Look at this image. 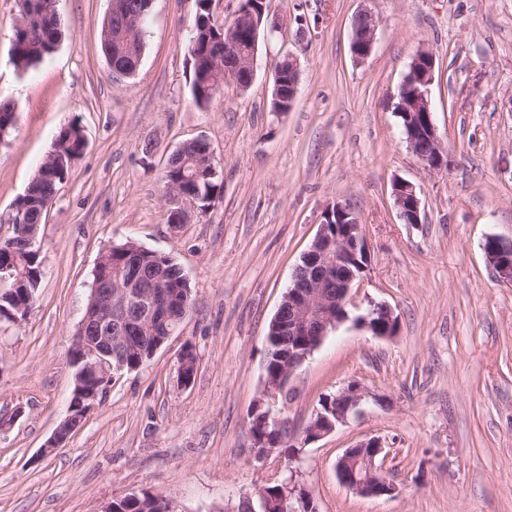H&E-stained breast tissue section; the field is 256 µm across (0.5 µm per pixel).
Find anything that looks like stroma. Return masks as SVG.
<instances>
[{
  "instance_id": "stroma-1",
  "label": "stroma",
  "mask_w": 512,
  "mask_h": 512,
  "mask_svg": "<svg viewBox=\"0 0 512 512\" xmlns=\"http://www.w3.org/2000/svg\"><path fill=\"white\" fill-rule=\"evenodd\" d=\"M276 28L255 78L225 82L204 107L191 94L195 0H152L137 73L114 82L101 52L111 0H58L55 52L17 68V0H0V101L18 117L0 143V237L59 131L79 125L83 154L39 235L38 300L0 321V512H103L149 491L177 512H237L243 497L297 473L318 512H512V284L483 245L512 243V0H266ZM377 21L365 61L351 54L359 12ZM306 24H298L297 16ZM435 58L430 98L447 169H426L394 112L418 49ZM299 63L298 94L271 109L274 67ZM205 138L223 171L215 205L170 229L162 175L184 142ZM412 183L422 221L403 223L392 182ZM347 203L371 263L329 332L290 381L295 461L254 459L249 414L264 394L266 338L328 204ZM133 240L188 276L194 305L142 367L117 373L103 403L63 447L44 445L65 417L68 351L101 250ZM389 306L397 335L353 319ZM192 346L189 387L178 358ZM358 414L308 443L321 401L351 382ZM379 437L392 497L345 487L336 460Z\"/></svg>"
}]
</instances>
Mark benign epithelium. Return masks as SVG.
Listing matches in <instances>:
<instances>
[{
    "instance_id": "obj_1",
    "label": "benign epithelium",
    "mask_w": 512,
    "mask_h": 512,
    "mask_svg": "<svg viewBox=\"0 0 512 512\" xmlns=\"http://www.w3.org/2000/svg\"><path fill=\"white\" fill-rule=\"evenodd\" d=\"M260 3L262 6L256 11L251 0H243L232 22L227 25L225 52L214 61L213 81L218 91L223 88L224 80L228 77L241 88L253 81L261 25L263 19L267 18L265 0H260ZM116 15L121 17V24L115 29L112 38L128 45L140 30L143 14L129 11L124 7L123 0H112L109 16ZM243 26L250 32L248 48L245 50L238 48V41L234 38L236 29ZM376 31V20L370 13L357 15L350 42L356 59L364 60L371 55ZM412 61L413 65L421 66L419 82L422 88L403 97L398 103V109L408 120L414 121V124L407 125L409 145H414L420 134L427 139V149L416 153V157L427 169L440 171L447 168L448 158L432 118L429 86L433 79L434 58L430 52L420 49ZM297 84V62L288 56L275 66L273 111H288L296 98ZM214 158L211 147L196 157L198 170L212 178L221 175L218 166L214 165ZM392 195L405 223H421V201L411 183L394 181ZM164 201L168 223L174 229L187 223L188 207L197 205V200L186 196L176 183L166 186ZM491 242L497 244V247L484 250L485 259L501 278L511 282L512 253L505 252V243L501 240L493 237ZM306 255L313 256V262L296 267L280 307H288L289 335L317 336L322 341L329 331L345 321L348 296L371 262L363 225L347 205L337 202L325 209L323 220ZM353 264L358 266L359 273L351 271ZM94 274L96 280L90 288L85 311L69 351L71 366L76 369L73 378V397L76 401L68 406L66 416L44 445L49 452L64 446L95 409L97 400L106 397L109 392L113 369L112 337L125 335L130 330L128 310L132 303L141 300L140 322L153 328L168 321L170 303L175 297V292L162 280L144 293L139 289L138 277L129 276L125 287L114 292L112 283L99 276V270H94ZM332 277L336 278V287L343 289L340 298L334 302L327 299L323 291L327 280ZM386 312L388 323L384 329L375 330L370 327V313L358 318L356 323L374 336H393L396 334L393 329L394 312L389 307ZM367 397L368 392L363 386L357 382L349 383L335 396L334 418L323 414L313 417L305 430V441L318 440L333 432L338 425L346 423L351 415L358 412V407ZM386 456L380 438L361 440L345 449L337 459V477L343 485L362 496H392L397 492V486L382 470ZM285 501L288 507L284 508V512H316L313 498L295 475L288 481Z\"/></svg>"
}]
</instances>
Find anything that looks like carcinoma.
Masks as SVG:
<instances>
[{
    "instance_id": "1",
    "label": "carcinoma",
    "mask_w": 512,
    "mask_h": 512,
    "mask_svg": "<svg viewBox=\"0 0 512 512\" xmlns=\"http://www.w3.org/2000/svg\"><path fill=\"white\" fill-rule=\"evenodd\" d=\"M19 2L23 29L16 30L9 53L15 66L28 68L56 50L61 38L60 22L52 0ZM196 7L195 28L191 40L188 41V54L193 68L192 97L197 105L203 106L214 94L210 81L212 58L217 51L225 47V44L219 41L222 31L211 17L208 0H196ZM101 51L104 56L112 59V65L117 68L125 67L130 62L129 53L125 48L110 40H101ZM16 123L17 115L13 107L8 103H0V140L10 135ZM79 131L80 127L71 124L59 132L52 149V152L57 154L55 161L46 168L39 167L37 174L29 182L30 194L17 199L7 223L41 225L45 222L48 210L44 208V204L55 199L72 163L85 150L86 140ZM183 166L184 162L178 159L167 162L163 181H182V188L198 199L201 208L206 206V199L221 195L222 183L219 179L202 178L192 181L187 178L190 171L183 170ZM107 259L112 261L108 274L112 275L114 283L126 279L127 266L132 263L138 264L145 285L160 271L167 278V284L174 288L180 285L184 277L182 269L176 263L169 262L165 267H160L155 251L143 249L133 240L111 245ZM0 265L11 267L12 272L23 276L24 281V285L17 288L11 298H0V318L7 319L9 312L14 310L17 304H36L41 267L39 248H28L18 242L12 252L0 253ZM128 337L131 345L125 350L122 361L125 362L124 370L132 371L150 360L151 351L162 335L153 336L134 325ZM267 340L266 377L270 386L278 388L283 386L285 381L283 374L288 367V349L294 346L295 340L286 331L278 336H269ZM250 429L254 438L265 437L270 443L279 442L280 451L296 452V449L286 445V442L278 441V435L274 433L273 428H263L256 416L250 418ZM287 485L288 482L285 481L266 487L264 493L257 496L254 508L258 512H282V500L288 492ZM112 512H168V504L164 502V498L156 494H131L112 501Z\"/></svg>"
}]
</instances>
